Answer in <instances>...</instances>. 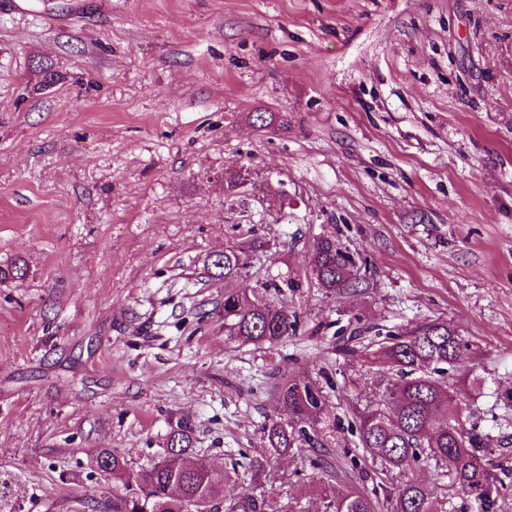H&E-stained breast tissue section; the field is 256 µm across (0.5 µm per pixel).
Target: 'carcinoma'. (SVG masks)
<instances>
[{
    "mask_svg": "<svg viewBox=\"0 0 512 512\" xmlns=\"http://www.w3.org/2000/svg\"><path fill=\"white\" fill-rule=\"evenodd\" d=\"M260 129L285 127L274 112H257ZM248 246H229L212 266L224 279L246 274L241 255ZM320 286L344 294L356 291V262L330 239L308 255ZM224 335L260 347L275 346L296 332L297 317L256 290L224 289ZM462 350L459 336L443 322L417 325L391 334L368 353L380 380L354 411V428L363 457L379 463L371 491L337 484L336 471L320 455L325 447L321 414L326 394L319 382L281 372L274 391L282 414L262 425L265 454L240 453L244 474L216 471L203 457H192L197 428L188 417H172L159 456L134 468L127 454L101 448L91 473L112 483L102 512H296L273 505L263 489L273 462L310 452L309 466L319 476L320 512H457L454 499L473 498L478 512L502 508L504 484L480 455L487 438L466 426L454 395L453 366Z\"/></svg>",
    "mask_w": 512,
    "mask_h": 512,
    "instance_id": "1",
    "label": "carcinoma"
}]
</instances>
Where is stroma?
Segmentation results:
<instances>
[{
    "label": "stroma",
    "instance_id": "1",
    "mask_svg": "<svg viewBox=\"0 0 512 512\" xmlns=\"http://www.w3.org/2000/svg\"><path fill=\"white\" fill-rule=\"evenodd\" d=\"M24 2L0 11V266L29 268L0 283L11 500H105L85 462L147 463L178 414L216 470L263 454L285 368L323 386L345 466L365 347L437 320L465 342L456 390L512 507V0ZM45 57L63 79L41 91ZM321 238L354 255L356 292L320 288ZM242 242L246 275L224 281L211 260ZM228 286L266 287L295 335L227 339ZM294 467L267 494L320 512L308 476L281 483Z\"/></svg>",
    "mask_w": 512,
    "mask_h": 512
}]
</instances>
